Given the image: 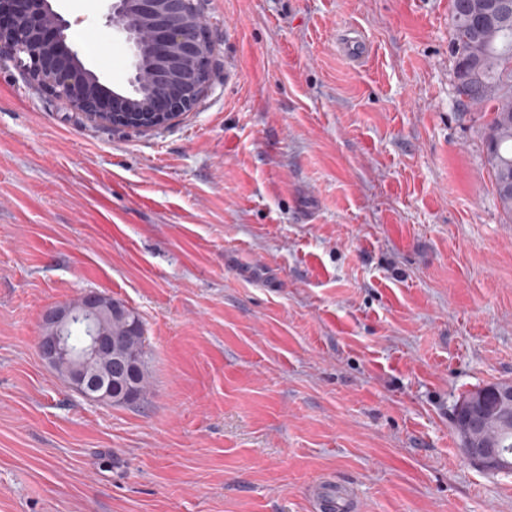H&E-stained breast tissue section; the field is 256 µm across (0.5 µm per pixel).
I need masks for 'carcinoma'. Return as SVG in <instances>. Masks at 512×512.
Here are the masks:
<instances>
[{
	"label": "carcinoma",
	"mask_w": 512,
	"mask_h": 512,
	"mask_svg": "<svg viewBox=\"0 0 512 512\" xmlns=\"http://www.w3.org/2000/svg\"><path fill=\"white\" fill-rule=\"evenodd\" d=\"M478 0L453 3L452 52L466 63L463 78L456 85L460 100L492 114L486 132V162L492 172L500 208L512 218V196L502 193L503 183L512 181V25L495 24L477 28L471 6ZM139 315L116 303L112 315L103 317L114 336H124L128 348L139 359L129 373L117 380L116 405L132 396L136 405L144 399L148 372L147 352L138 332Z\"/></svg>",
	"instance_id": "1"
}]
</instances>
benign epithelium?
Here are the masks:
<instances>
[{
	"label": "benign epithelium",
	"mask_w": 512,
	"mask_h": 512,
	"mask_svg": "<svg viewBox=\"0 0 512 512\" xmlns=\"http://www.w3.org/2000/svg\"><path fill=\"white\" fill-rule=\"evenodd\" d=\"M107 22L120 32L132 53L131 91L103 92L99 76L85 67L67 43L71 23L51 0H0V53L40 85L66 99L90 119L114 126L153 128L172 121L195 106L207 79L209 42L195 0H111ZM105 300L98 292L57 307L45 316L51 335L40 336L38 352L53 365L72 363L68 384L94 402L112 404V376L94 378L83 362L103 350L121 355V341L102 335L96 316ZM87 329L82 345L68 336L76 324ZM495 404L473 395L459 406L471 424L463 441L465 457L487 472L512 468V459L487 439L512 430V386L493 390Z\"/></svg>",
	"instance_id": "1"
}]
</instances>
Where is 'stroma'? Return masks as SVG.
<instances>
[{"label":"stroma","instance_id":"35a3bbf8","mask_svg":"<svg viewBox=\"0 0 512 512\" xmlns=\"http://www.w3.org/2000/svg\"><path fill=\"white\" fill-rule=\"evenodd\" d=\"M52 5L126 89L108 0ZM198 7L206 88L161 127L92 121L0 57V512H512L452 420L512 383V220L452 0ZM91 291L145 326L140 404L38 353Z\"/></svg>","mask_w":512,"mask_h":512}]
</instances>
